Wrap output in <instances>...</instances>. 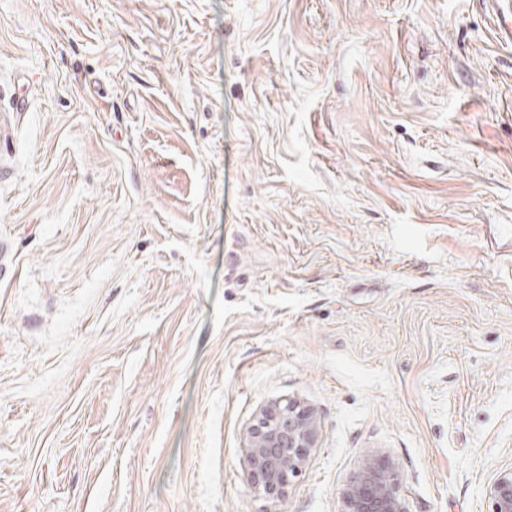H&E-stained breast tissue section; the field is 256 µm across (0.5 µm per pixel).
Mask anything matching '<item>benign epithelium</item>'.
I'll return each instance as SVG.
<instances>
[{"label":"benign epithelium","mask_w":512,"mask_h":512,"mask_svg":"<svg viewBox=\"0 0 512 512\" xmlns=\"http://www.w3.org/2000/svg\"><path fill=\"white\" fill-rule=\"evenodd\" d=\"M318 421L294 399L263 408L248 429L247 460L254 490L277 500L306 466V449L314 447ZM492 512H512V469L487 487ZM342 512H407L393 466L377 458L365 461L342 494Z\"/></svg>","instance_id":"obj_1"}]
</instances>
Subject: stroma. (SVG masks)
Returning a JSON list of instances; mask_svg holds the SVG:
<instances>
[{"label":"stroma","instance_id":"1","mask_svg":"<svg viewBox=\"0 0 512 512\" xmlns=\"http://www.w3.org/2000/svg\"><path fill=\"white\" fill-rule=\"evenodd\" d=\"M369 453L408 512L512 468V45L472 0H0V512H341ZM317 437V418L299 401L286 399L263 408L248 429L247 460L254 490L272 500L283 496L305 468L306 448H313Z\"/></svg>","mask_w":512,"mask_h":512}]
</instances>
